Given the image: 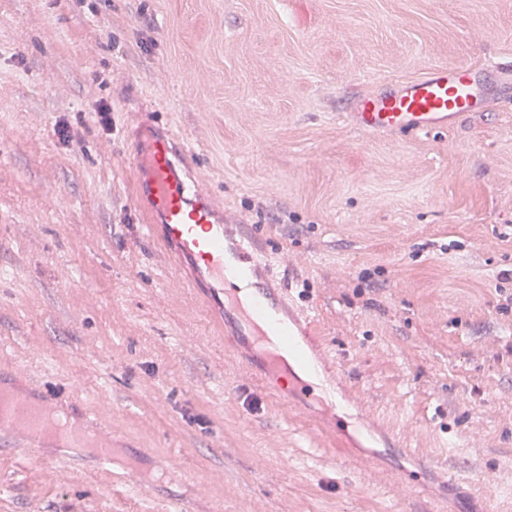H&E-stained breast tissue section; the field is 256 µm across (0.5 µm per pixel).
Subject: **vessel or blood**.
Returning a JSON list of instances; mask_svg holds the SVG:
<instances>
[{
  "label": "vessel or blood",
  "instance_id": "obj_1",
  "mask_svg": "<svg viewBox=\"0 0 512 512\" xmlns=\"http://www.w3.org/2000/svg\"><path fill=\"white\" fill-rule=\"evenodd\" d=\"M483 71L471 65L435 67L393 91L356 100L352 117L363 129H404L428 132L452 124L466 112L484 109ZM148 135L134 147L138 194L135 205L151 213V237L175 272L194 294L210 292L232 322L248 324L266 354V374H273L288 324L300 330L310 323V310L284 314L286 298L268 288L263 276V250L241 227L225 223L209 194L199 188L190 153L152 115L142 117ZM54 406L32 391L0 385V436L9 438L23 456L47 445L94 448L103 463L112 460V437L86 420L59 426Z\"/></svg>",
  "mask_w": 512,
  "mask_h": 512
}]
</instances>
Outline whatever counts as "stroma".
I'll return each mask as SVG.
<instances>
[{
	"label": "stroma",
	"instance_id": "stroma-1",
	"mask_svg": "<svg viewBox=\"0 0 512 512\" xmlns=\"http://www.w3.org/2000/svg\"><path fill=\"white\" fill-rule=\"evenodd\" d=\"M457 64L512 65V0H0V359L116 442L0 456V512H512V88L427 133L351 116ZM144 112L312 305L322 401L246 377L177 285Z\"/></svg>",
	"mask_w": 512,
	"mask_h": 512
}]
</instances>
